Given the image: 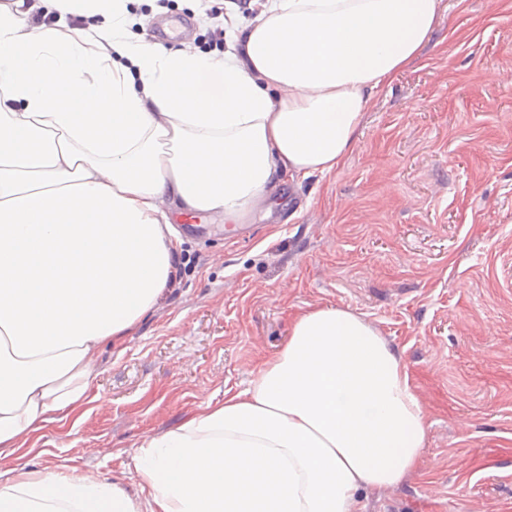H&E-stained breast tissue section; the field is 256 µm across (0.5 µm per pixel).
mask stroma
<instances>
[{
  "mask_svg": "<svg viewBox=\"0 0 512 512\" xmlns=\"http://www.w3.org/2000/svg\"><path fill=\"white\" fill-rule=\"evenodd\" d=\"M231 0H131L137 38L186 19L206 52ZM175 285L96 359L94 398L22 461L132 486L146 435L245 388L319 306L364 315L431 424L417 471L367 512H512V0H441L345 163L285 180L240 233L177 224Z\"/></svg>",
  "mask_w": 512,
  "mask_h": 512,
  "instance_id": "1",
  "label": "stroma"
}]
</instances>
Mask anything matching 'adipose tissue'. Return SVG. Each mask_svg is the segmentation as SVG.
<instances>
[{
    "label": "adipose tissue",
    "mask_w": 512,
    "mask_h": 512,
    "mask_svg": "<svg viewBox=\"0 0 512 512\" xmlns=\"http://www.w3.org/2000/svg\"><path fill=\"white\" fill-rule=\"evenodd\" d=\"M129 0H0V461L87 402L103 347L178 273L172 209L245 223L275 182L344 164L440 0H251L216 56L132 39ZM76 16L35 30L33 9ZM429 424L362 315L297 317L243 390L146 436L136 489L0 470V512H365Z\"/></svg>",
    "instance_id": "ef3b65f1"
}]
</instances>
